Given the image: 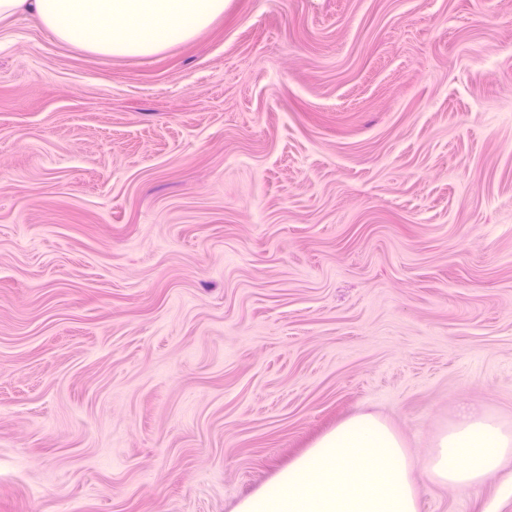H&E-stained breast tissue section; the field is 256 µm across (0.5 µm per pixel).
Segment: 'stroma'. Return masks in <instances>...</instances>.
<instances>
[{
  "label": "stroma",
  "instance_id": "obj_1",
  "mask_svg": "<svg viewBox=\"0 0 512 512\" xmlns=\"http://www.w3.org/2000/svg\"><path fill=\"white\" fill-rule=\"evenodd\" d=\"M512 426V0H226L143 58L0 22V512H234L361 412ZM419 512H512V464Z\"/></svg>",
  "mask_w": 512,
  "mask_h": 512
}]
</instances>
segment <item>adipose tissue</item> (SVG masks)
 Segmentation results:
<instances>
[{"mask_svg":"<svg viewBox=\"0 0 512 512\" xmlns=\"http://www.w3.org/2000/svg\"><path fill=\"white\" fill-rule=\"evenodd\" d=\"M225 0H0V22L36 19L58 40L96 55L146 57L191 40L224 12ZM512 459V427L463 411L438 435L421 466L430 482L468 491Z\"/></svg>","mask_w":512,"mask_h":512,"instance_id":"1","label":"adipose tissue"}]
</instances>
